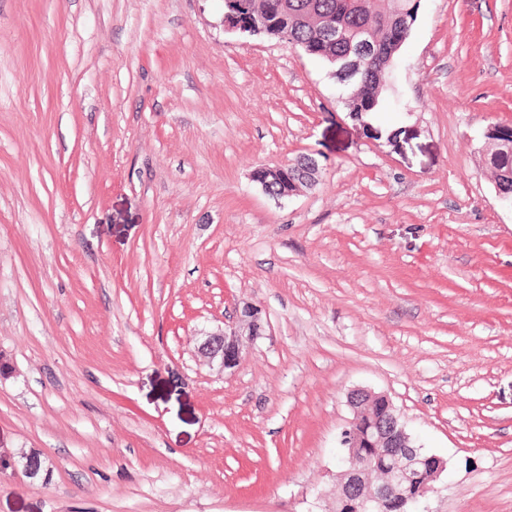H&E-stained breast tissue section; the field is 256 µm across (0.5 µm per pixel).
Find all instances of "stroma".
<instances>
[{
    "label": "stroma",
    "mask_w": 512,
    "mask_h": 512,
    "mask_svg": "<svg viewBox=\"0 0 512 512\" xmlns=\"http://www.w3.org/2000/svg\"><path fill=\"white\" fill-rule=\"evenodd\" d=\"M223 18L0 0V512H327L358 387L447 460L424 512H512V0H419L364 123ZM246 302L264 336L200 361ZM484 167L489 170L491 177L498 181L499 187L506 194L512 196V178L504 177V174L507 172H512V153L507 150H497L496 148H493L485 159ZM499 180L502 181L499 182ZM495 187L497 189L498 196L502 200L510 202L512 205V200H509L508 197L500 191L496 183ZM318 172V164L315 159L309 157L306 163L299 165L297 161L289 162L274 167H263L254 173V181L259 183L266 194L280 199L289 197L298 190L297 178L303 176L306 184L315 182V174ZM272 184L277 185L274 193H269Z\"/></svg>",
    "instance_id": "1"
}]
</instances>
